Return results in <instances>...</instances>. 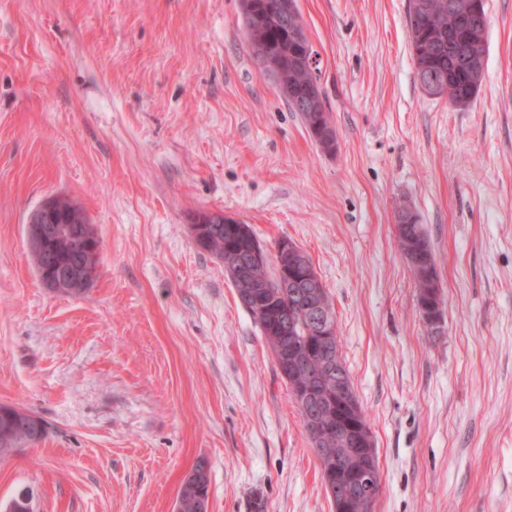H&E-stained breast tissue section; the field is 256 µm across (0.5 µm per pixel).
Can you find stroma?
<instances>
[{"label":"stroma","instance_id":"obj_1","mask_svg":"<svg viewBox=\"0 0 512 512\" xmlns=\"http://www.w3.org/2000/svg\"><path fill=\"white\" fill-rule=\"evenodd\" d=\"M337 135H310L254 59L240 0H0V404L46 420L0 459V505L333 512L295 402L224 263L189 231L241 218L311 257L370 425L375 512H512V0H486L469 107L420 87L408 0H296ZM49 195L100 241L61 296L26 244ZM422 217L443 319L424 323L395 214ZM205 463L203 461H199L196 463L194 468L200 463ZM206 464V463H205ZM207 477V470L205 467L200 466L196 467L191 474V478L194 480V482L191 479H187L182 484V487L180 489L178 498H177V504H176V511L177 512H207L208 511V501L207 499V493H208V486H209V470H208V478ZM206 480V482H205ZM205 482V483H204ZM202 484L201 487L197 484ZM205 497V498H201ZM201 498L202 504L200 505ZM200 505V510H199Z\"/></svg>","mask_w":512,"mask_h":512}]
</instances>
